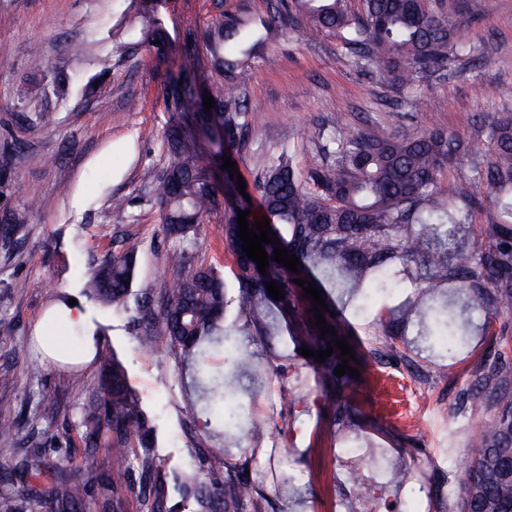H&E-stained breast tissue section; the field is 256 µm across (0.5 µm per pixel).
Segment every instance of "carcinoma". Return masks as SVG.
I'll return each instance as SVG.
<instances>
[{"mask_svg":"<svg viewBox=\"0 0 512 512\" xmlns=\"http://www.w3.org/2000/svg\"><path fill=\"white\" fill-rule=\"evenodd\" d=\"M288 9L293 11L291 21L306 19L310 37L338 34L352 62L382 81L404 84L422 69L442 66L450 46L482 55L476 47L459 42L456 22L430 8L427 0H362L357 15L346 11L344 0H291ZM280 14L275 10L252 29L222 13L212 20L207 50L221 80L208 86V95L214 98L210 113H204L199 95L198 50L192 41L185 43L181 63L167 83V161L152 187L164 210L161 231L167 239L188 240L208 213L227 206L224 235L235 258L236 295L229 296L224 278L211 267L201 265L182 276L189 264L184 249L167 255L176 275L174 287L158 294L155 284L146 282L135 294L137 251L128 245L100 264L83 285L84 294L102 306L122 309L135 298L141 347L152 348L163 340L172 352L194 360L204 411H221L205 419L204 427L208 437L220 441L239 427L235 399L249 393L244 380L251 376L246 354L234 345L225 346L223 322L232 304L245 319L241 333L246 341L288 337L315 352L327 349L334 336L321 339L315 327L305 335L294 330V316L305 294L293 283L299 278L321 291L328 307L323 316L339 336L352 329L332 316L334 288H347L352 296L361 291L365 297L404 285L421 293L447 288L468 299L464 309L487 315L512 313V118L484 117L476 122L473 136L485 146L479 153L457 134L410 127L389 135L366 123L350 135L329 138L323 144L329 159L311 169L304 182L292 155L283 151L269 159L256 190L273 232L288 254L299 258V273L271 260L267 274H260L237 238V210L246 211L252 204L231 181L216 183L212 166L224 165L225 148L236 144L252 120L233 89L238 87L244 59L268 39ZM141 35L157 54H166V34L155 20L145 19ZM17 120L49 126L56 117L42 105ZM456 166L463 171L448 193H441L438 175ZM477 211L485 215L478 226L471 223ZM272 280L283 285L285 299L268 295ZM410 312L418 320L417 335L427 337L433 348L453 351L461 332L448 320V310L420 300ZM209 348L230 351L227 371H212L206 356ZM96 361L100 396L82 410L87 444L95 446L105 428L112 433L114 456H136L142 473L150 475L157 468L155 456L146 451L152 444L151 430L127 372L104 351L98 352ZM338 364L334 353L317 368L332 396L340 399L349 378L334 374ZM497 387L494 374L480 376L469 390L470 404L486 406L488 394ZM498 388L500 411L470 436L461 470L459 512H512V391L504 385ZM18 426L12 413L1 412L0 443L17 441ZM133 438L143 452L132 448ZM24 447L22 467L11 487L0 491V512H27L32 502L48 504L52 512H80L88 484L50 464L41 442L28 440ZM178 484L187 512H240L254 491L244 472L226 477L220 466L206 472L184 469Z\"/></svg>","mask_w":512,"mask_h":512,"instance_id":"1","label":"carcinoma"}]
</instances>
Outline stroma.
<instances>
[{
	"mask_svg": "<svg viewBox=\"0 0 512 512\" xmlns=\"http://www.w3.org/2000/svg\"><path fill=\"white\" fill-rule=\"evenodd\" d=\"M279 0H0V225L15 210L25 226L10 240L0 239V318L11 320L15 336L0 344V410L20 413V437L50 439L46 453L76 479H91L82 512H99L113 491L125 498V512H141L140 473L134 458L112 457L110 437L85 445L80 411L98 385L97 363L80 366L81 388L71 385L75 370L42 360L34 327L60 295H78L81 282L122 244L138 249V276L157 288L171 287L167 254L174 241L161 233L162 209L150 192L167 159L164 131L169 121L167 73L186 40L200 48L202 84L215 77L203 48L207 26L217 12L250 23L268 18ZM152 11L170 41L166 56L146 46L113 58L107 79L98 77V59L116 37L132 38L141 15ZM463 42L482 48L476 58L450 49L443 68L420 74L410 85L384 84L355 66L339 37L309 40L301 25L280 22L264 46L248 60L239 93L253 114L243 141L231 156L254 189L268 159L289 149L300 175L324 161L321 137L353 132L372 121L394 134L407 123L421 130H445L472 138L482 116L512 113V0H468L457 16ZM81 45L80 57L71 54ZM42 56L47 69L32 75L30 57ZM71 76L64 101L54 106V125L15 123L30 111L13 88L36 80L51 85L54 71ZM98 83L87 95L89 83ZM128 199L125 211L111 210L113 197ZM225 211L205 216L189 243L193 265H209L233 283L234 258L224 236ZM413 289L379 297L369 313L347 311L355 326L348 343L360 376L346 391L349 408L335 414L320 376L292 343L248 345L252 355V395L246 400L258 428L243 427L224 445L233 458L249 461L262 512H459V465L471 430L498 412L489 403L475 412L466 399L476 370L499 361L512 370V317L493 320L482 333L483 318L465 323L467 344L456 357L429 347L414 328L384 324ZM82 305L89 321L100 325L98 346L114 352L128 373L133 393L154 426L165 488L162 508L181 502L174 476L205 466L209 440L202 418L185 408L188 377L183 359L166 344L140 348L137 309L115 313L91 300ZM284 375H276V368ZM59 402L54 417L42 416L40 403ZM297 477L306 491L288 492L286 476Z\"/></svg>",
	"mask_w": 512,
	"mask_h": 512,
	"instance_id": "1",
	"label": "stroma"
}]
</instances>
